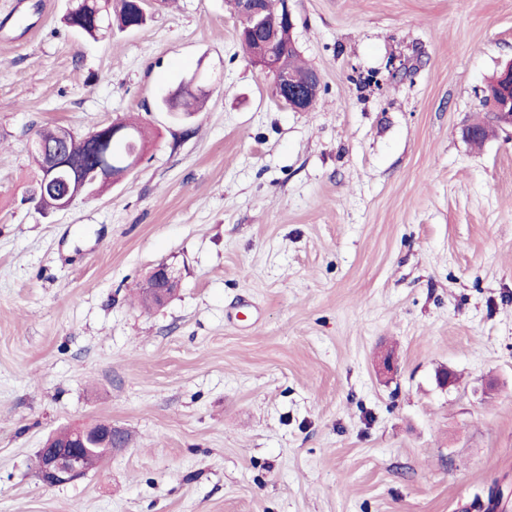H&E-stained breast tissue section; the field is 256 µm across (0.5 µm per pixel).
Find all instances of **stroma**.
I'll list each match as a JSON object with an SVG mask.
<instances>
[{"instance_id": "35a3bbf8", "label": "stroma", "mask_w": 512, "mask_h": 512, "mask_svg": "<svg viewBox=\"0 0 512 512\" xmlns=\"http://www.w3.org/2000/svg\"><path fill=\"white\" fill-rule=\"evenodd\" d=\"M288 6L306 112L227 0L97 42L68 0H0V512H486L494 487L512 512V133L464 135L512 0ZM124 116L138 168L41 215L34 131ZM162 262L179 286L143 307ZM103 420L128 445L46 486L45 439ZM234 10L239 19L238 37L244 52L251 57L258 39H262L261 35L255 28V24L247 13L240 9V2L234 0Z\"/></svg>"}]
</instances>
